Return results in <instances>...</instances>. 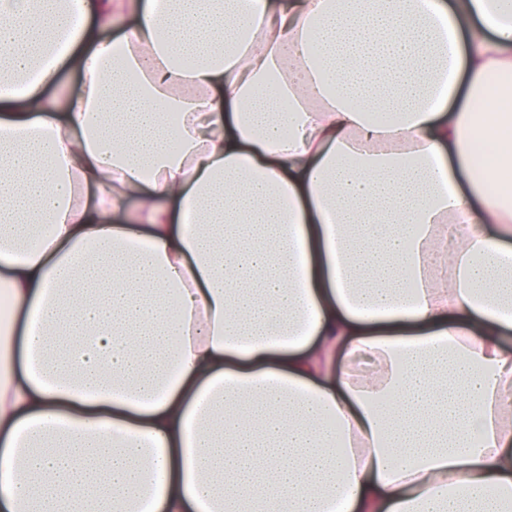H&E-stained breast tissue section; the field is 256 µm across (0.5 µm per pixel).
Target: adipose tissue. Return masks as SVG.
I'll use <instances>...</instances> for the list:
<instances>
[{
  "label": "adipose tissue",
  "instance_id": "1",
  "mask_svg": "<svg viewBox=\"0 0 512 512\" xmlns=\"http://www.w3.org/2000/svg\"><path fill=\"white\" fill-rule=\"evenodd\" d=\"M507 71L512 0H0V512H512Z\"/></svg>",
  "mask_w": 512,
  "mask_h": 512
}]
</instances>
